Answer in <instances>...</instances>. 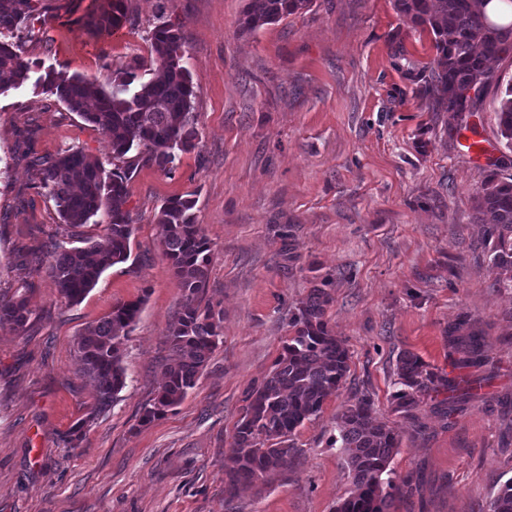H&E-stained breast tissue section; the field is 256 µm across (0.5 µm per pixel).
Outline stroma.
<instances>
[{
	"instance_id": "1",
	"label": "stroma",
	"mask_w": 512,
	"mask_h": 512,
	"mask_svg": "<svg viewBox=\"0 0 512 512\" xmlns=\"http://www.w3.org/2000/svg\"><path fill=\"white\" fill-rule=\"evenodd\" d=\"M56 2L54 47L34 33L32 59L104 82L138 56L142 80L152 78L145 32L158 0H129L134 25L111 35L90 34L69 0ZM245 4L168 0V15L184 23L200 144L173 172L133 171L130 257L79 304L66 303L27 257L63 227L26 154L79 147L108 166L111 146L33 82L0 94V296L23 289L36 313L27 332L0 329V512H335L351 489L336 416L363 395L401 435L389 512H487L512 478V320L504 316L512 291L491 286L472 209L489 167L449 131L447 113L417 95L429 39L394 0H313L243 35ZM497 105L488 91L479 137L512 174ZM187 194L211 245L207 296L223 333L197 386L143 426L183 299L156 215L167 198ZM320 283L332 296L328 326L349 353L346 378L297 430L284 470L225 501L224 452L246 397ZM137 298L144 305L126 343L127 385L78 447H64L95 401L76 372L75 339ZM462 312L479 321L493 358L484 397L448 419L393 413L400 353L450 371L444 329Z\"/></svg>"
}]
</instances>
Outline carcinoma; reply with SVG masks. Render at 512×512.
Returning <instances> with one entry per match:
<instances>
[{
	"instance_id": "carcinoma-1",
	"label": "carcinoma",
	"mask_w": 512,
	"mask_h": 512,
	"mask_svg": "<svg viewBox=\"0 0 512 512\" xmlns=\"http://www.w3.org/2000/svg\"><path fill=\"white\" fill-rule=\"evenodd\" d=\"M487 0H395L398 13L412 29L430 36L433 63L424 76L420 95L432 100L435 111L448 113L450 130L477 132L468 122L477 103L499 82L490 62L512 53V23L489 22ZM313 0H247L239 30L252 33L277 23ZM53 0H0V92L17 88L40 62L28 55L31 23L53 19ZM84 26L93 33L112 32L130 21L127 0H90ZM158 23L147 31L157 76L139 83L142 62L134 57L112 77L111 88L69 74L63 65L38 76L35 86L54 96L68 110L97 127L112 147L114 168L89 157L83 149L67 148L54 155L33 154L30 168L37 188L54 202L61 222L78 228L97 219L106 244L90 239L83 247L65 242L51 246L35 270L53 280L60 296L79 303L109 267L126 261L135 234L131 211L130 174L139 165L171 169L181 153L200 141L196 98L185 60L184 25L175 23L160 6ZM473 89L475 96L463 92ZM496 120L505 146L512 149V82L499 93ZM194 196L167 199L157 214L163 256L171 263L183 291V302L168 328L172 356L163 370V384L153 402L145 405L140 424L146 425L180 404L196 387L222 334L223 318L206 300L211 246L196 222ZM474 222L482 225L484 245L497 272L491 287L512 289V176L493 169L472 199ZM331 295L311 288L290 326L293 335L282 346L273 369L252 389L224 456V498L234 499L244 485H265L279 474L295 432L318 415L335 394L349 370L343 342L328 327L326 307ZM144 298L119 302L103 320L78 336V374L96 389L92 415L107 412L126 386L123 365L125 341L133 332ZM28 297H0V328L21 333L34 320ZM453 369L480 368L491 363L485 333L467 313H460L444 330ZM392 411L414 422L424 406L445 418L479 396L485 378L450 377L433 371L415 353L404 351L397 364ZM448 393L443 399L439 394ZM340 451L352 488L336 512H388L393 480L388 467L398 452L401 435L377 418L372 399L362 396L336 417ZM489 512H512V478L490 499Z\"/></svg>"
}]
</instances>
